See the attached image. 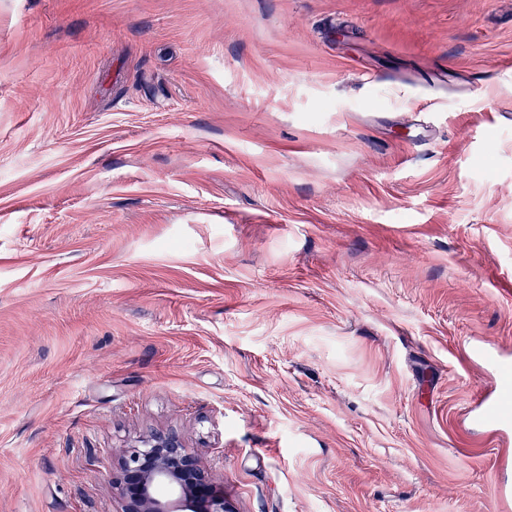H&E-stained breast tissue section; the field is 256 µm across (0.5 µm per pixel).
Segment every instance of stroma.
Here are the masks:
<instances>
[{"instance_id": "1", "label": "stroma", "mask_w": 512, "mask_h": 512, "mask_svg": "<svg viewBox=\"0 0 512 512\" xmlns=\"http://www.w3.org/2000/svg\"><path fill=\"white\" fill-rule=\"evenodd\" d=\"M512 0H0V512H512ZM121 512H233L196 454L173 432H159L124 448L112 471ZM160 489L169 496L158 494Z\"/></svg>"}]
</instances>
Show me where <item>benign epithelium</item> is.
I'll return each instance as SVG.
<instances>
[{
    "instance_id": "benign-epithelium-1",
    "label": "benign epithelium",
    "mask_w": 512,
    "mask_h": 512,
    "mask_svg": "<svg viewBox=\"0 0 512 512\" xmlns=\"http://www.w3.org/2000/svg\"><path fill=\"white\" fill-rule=\"evenodd\" d=\"M112 484L121 490V512H233L224 489L173 432L123 449Z\"/></svg>"
}]
</instances>
